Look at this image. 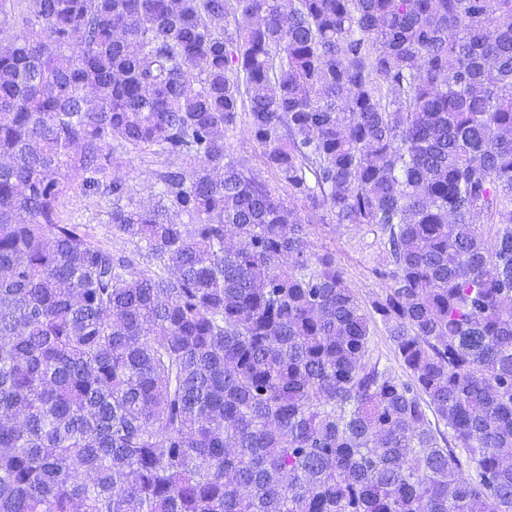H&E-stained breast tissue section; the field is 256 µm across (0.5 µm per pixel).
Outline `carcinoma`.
I'll list each match as a JSON object with an SVG mask.
<instances>
[{"mask_svg": "<svg viewBox=\"0 0 512 512\" xmlns=\"http://www.w3.org/2000/svg\"><path fill=\"white\" fill-rule=\"evenodd\" d=\"M0 16V512H512V0ZM77 189L136 251L62 222ZM299 201L380 234L374 315ZM226 153L230 158L238 161L244 168L268 184L277 194L285 199L288 198V189L264 165L261 157L262 148L250 135L244 114L238 120L235 132L231 133L226 141ZM115 161L110 168L109 179H112L113 176L122 177L125 179L135 190V199L139 200L141 204L148 206L153 202L154 194L153 189L150 184V180H148L145 171L149 168H155L153 166V161L151 158H145L134 162L129 163L126 155H122L120 153L114 154ZM370 349L373 358H378L382 366L387 367L393 374L401 379H407L408 373L396 357L394 346L379 320H377L376 326L373 325L372 327Z\"/></svg>", "mask_w": 512, "mask_h": 512, "instance_id": "1", "label": "carcinoma"}]
</instances>
